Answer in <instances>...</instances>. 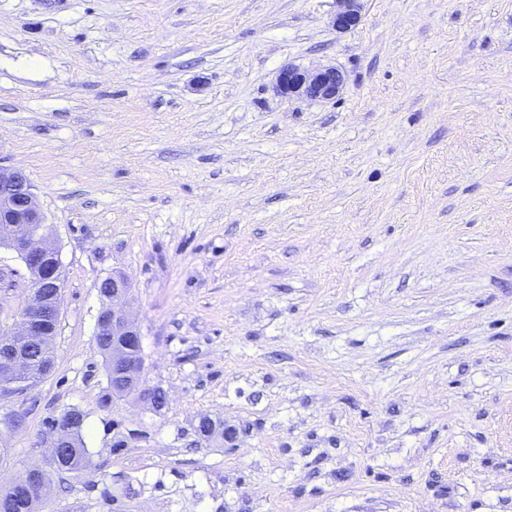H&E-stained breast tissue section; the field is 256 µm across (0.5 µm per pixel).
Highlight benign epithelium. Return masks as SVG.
<instances>
[{
	"label": "benign epithelium",
	"mask_w": 512,
	"mask_h": 512,
	"mask_svg": "<svg viewBox=\"0 0 512 512\" xmlns=\"http://www.w3.org/2000/svg\"><path fill=\"white\" fill-rule=\"evenodd\" d=\"M336 3L334 27L344 31L357 25L361 0H336ZM343 84V74L334 67L303 70L289 64L280 70L275 92L287 99L333 100L339 96ZM46 221L30 180L19 170L0 165V248L13 251L30 275V295L13 315L12 324H0V350L11 355L0 365V391L7 395L16 387L14 376L24 372V345L36 336L45 335L36 327L37 316L47 315L60 322L64 274L59 252L47 233ZM107 280L112 292L103 295V299L110 313L97 320V326L110 325L112 335L124 337L123 343L112 346L115 370L124 367L131 346L141 342V330L127 309L130 291L127 278L112 275ZM49 494L45 469L32 465L0 489V505L9 508L21 502L28 508L47 499Z\"/></svg>",
	"instance_id": "7a95c632"
}]
</instances>
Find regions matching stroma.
I'll use <instances>...</instances> for the list:
<instances>
[{"mask_svg": "<svg viewBox=\"0 0 512 512\" xmlns=\"http://www.w3.org/2000/svg\"><path fill=\"white\" fill-rule=\"evenodd\" d=\"M362 5L0 0V165L64 274L0 484L69 409L89 452L39 512H512V0ZM115 272L162 407L106 398ZM29 289L0 249V323ZM361 0H336L338 9L333 18V25L338 30H348L358 24L361 15ZM343 84L344 76L335 67L303 70L288 64L280 70L274 89L287 99L333 100L339 96ZM27 355L29 358L30 368L25 379L21 382L22 392L36 386L48 373V368L53 367L54 349L51 344L49 348H45L38 343H31L27 347Z\"/></svg>", "mask_w": 512, "mask_h": 512, "instance_id": "1", "label": "stroma"}]
</instances>
